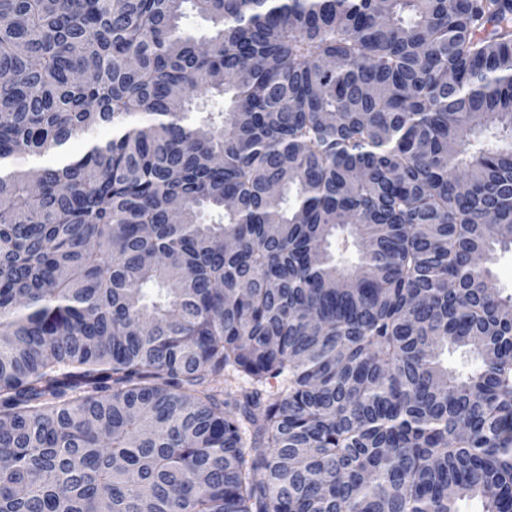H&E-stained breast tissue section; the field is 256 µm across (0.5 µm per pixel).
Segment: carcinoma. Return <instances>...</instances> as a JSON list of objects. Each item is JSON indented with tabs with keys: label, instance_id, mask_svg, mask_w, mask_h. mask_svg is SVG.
<instances>
[{
	"label": "carcinoma",
	"instance_id": "carcinoma-1",
	"mask_svg": "<svg viewBox=\"0 0 512 512\" xmlns=\"http://www.w3.org/2000/svg\"><path fill=\"white\" fill-rule=\"evenodd\" d=\"M511 247L512 0H0V512H512ZM493 273L497 288L502 289L505 294L512 293V248L499 250Z\"/></svg>",
	"mask_w": 512,
	"mask_h": 512
}]
</instances>
